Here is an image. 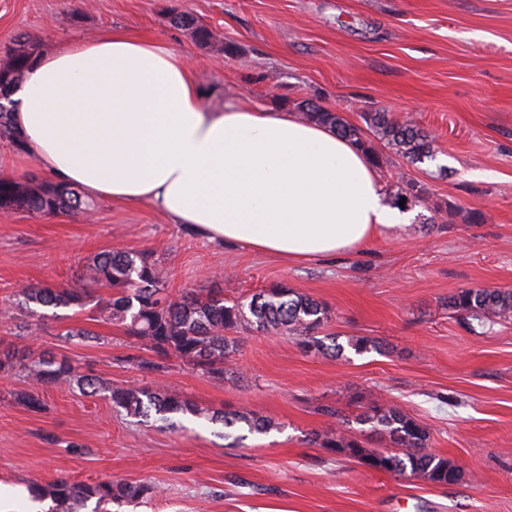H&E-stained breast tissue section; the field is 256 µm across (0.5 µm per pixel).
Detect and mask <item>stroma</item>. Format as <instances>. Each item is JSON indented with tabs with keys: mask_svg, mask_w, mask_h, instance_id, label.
<instances>
[{
	"mask_svg": "<svg viewBox=\"0 0 512 512\" xmlns=\"http://www.w3.org/2000/svg\"><path fill=\"white\" fill-rule=\"evenodd\" d=\"M188 12L218 30L212 47L171 25ZM123 28L167 40L191 62L210 105L230 101L281 112L304 100L361 123L383 110L413 116L434 138L435 158L398 176L426 183L448 203L351 252L290 262L213 243L147 203L95 200L90 214L0 210V341L67 358L117 387L164 382L211 410L248 409L271 419L264 435L237 442L217 426L186 421L162 430L126 417L100 396L45 387L47 409L17 400L21 376L0 377V483L123 480L157 488L121 512H512V321L464 320L448 297L463 288L512 289V0H0V58L18 38L46 53ZM477 211L481 223H470ZM145 253L169 272L173 294L223 290L244 299L280 283L323 301L337 342L368 336L378 352L333 358L304 352L281 334L244 332L216 380L170 359L139 371L137 341L85 312L18 304L29 285L65 288L102 251ZM95 317L101 341L64 332ZM420 421L433 451L463 473L453 486L375 471L323 448L336 425L373 399Z\"/></svg>",
	"mask_w": 512,
	"mask_h": 512,
	"instance_id": "35a3bbf8",
	"label": "stroma"
}]
</instances>
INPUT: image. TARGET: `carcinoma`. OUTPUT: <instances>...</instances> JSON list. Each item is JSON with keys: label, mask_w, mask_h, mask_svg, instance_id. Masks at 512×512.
Returning <instances> with one entry per match:
<instances>
[{"label": "carcinoma", "mask_w": 512, "mask_h": 512, "mask_svg": "<svg viewBox=\"0 0 512 512\" xmlns=\"http://www.w3.org/2000/svg\"><path fill=\"white\" fill-rule=\"evenodd\" d=\"M171 22L189 32L200 46L217 41L214 30L188 13H174ZM37 54L29 40L21 38L7 54L0 81V142L23 150L22 136L12 121L11 90L20 84L32 67ZM297 109L302 118L335 131L352 141L364 152L373 166L387 163L390 153L408 165L421 164L434 158L432 138L412 120H398L390 113L377 110L362 115L364 125L349 122L342 113L319 104L301 101ZM395 201L404 207L427 205L430 189L426 184L399 177L395 182ZM90 205L73 188L36 179L0 178V210L57 214L85 212ZM106 288L112 296L100 307L105 319L125 328L152 359H137L146 373L160 372L164 361L176 357L194 368L223 380L234 376L224 362L237 351V337L242 332L287 334L307 353L340 356L344 347L357 354L380 351L383 345L370 337L359 336L347 345L325 342L322 331L330 321L329 309L323 303L299 294L284 285H273L246 300H229L218 291L186 292L174 297L168 291L167 273L155 262L131 251H104L97 254L86 269L84 283L68 288L27 286L20 290L22 305L29 314L33 306L72 307L81 311L91 302L95 289ZM448 310L469 319L490 322L512 320V289L463 288L448 297ZM70 340L98 342L102 337L91 328L78 327L65 331ZM23 375L28 389L18 400L33 412L45 410L39 390L49 385L77 386L85 393L103 395L125 415L146 421L152 417L177 425L174 416L203 419L219 424L231 436V429H245L250 434H267L274 424L255 411L215 412L184 398L166 387H112L93 375H84L65 359L40 354L33 356L25 348L0 350V375ZM340 428L317 435L321 445L330 451L381 471L399 476L420 477L437 485H452L461 480V472L448 459L430 448V434L418 420L380 400L373 401L355 423L389 438L392 451L365 448L361 442L345 435L350 420L340 419ZM31 498L50 505L45 512H85L95 501L91 512H112L109 505L133 503L155 493L145 484L100 481L94 484L72 483L57 479L45 485H28Z\"/></svg>", "instance_id": "cac0c4a2"}]
</instances>
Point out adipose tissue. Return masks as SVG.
Listing matches in <instances>:
<instances>
[{
  "label": "adipose tissue",
  "instance_id": "obj_1",
  "mask_svg": "<svg viewBox=\"0 0 512 512\" xmlns=\"http://www.w3.org/2000/svg\"><path fill=\"white\" fill-rule=\"evenodd\" d=\"M11 97L26 153L56 183L148 202L215 243L303 261L405 219L353 143L290 112L204 108L188 61L149 34L42 54Z\"/></svg>",
  "mask_w": 512,
  "mask_h": 512
}]
</instances>
